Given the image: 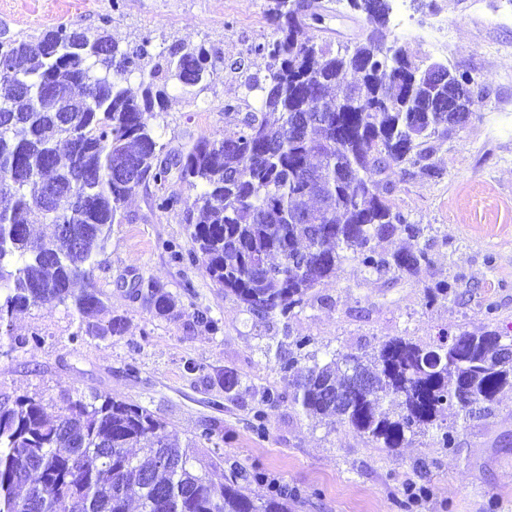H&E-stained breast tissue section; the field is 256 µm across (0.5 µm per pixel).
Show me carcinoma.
<instances>
[{
  "label": "carcinoma",
  "instance_id": "obj_1",
  "mask_svg": "<svg viewBox=\"0 0 512 512\" xmlns=\"http://www.w3.org/2000/svg\"><path fill=\"white\" fill-rule=\"evenodd\" d=\"M274 35L250 48L268 60L269 80L250 76L261 106L235 132L203 135L178 155L164 152L146 115L162 112L172 84L207 86L221 58L181 41L155 56L148 40L122 48L107 31L58 25L0 40V355L18 311L58 303L85 333L117 335L122 319L98 321L103 293L92 284L111 225L148 181L175 174L196 191L185 201L193 248H164L205 274L250 312L284 320L352 260L371 273L412 276L430 263L424 227L397 209L382 175L396 166L434 177L428 139L448 133V113L412 68L373 58L375 37L333 50L304 36L296 14L307 0H270ZM378 23L391 0H350ZM138 72L141 93L122 87ZM49 233L36 236L33 219ZM404 233L415 244L379 253L373 242ZM134 293L160 317L176 297L152 276ZM498 332L461 330L423 348L400 336L372 353L336 350L301 362L278 356L291 378L288 402L306 416L334 415L377 448H402L431 428L458 448L455 423L493 414L512 389V359ZM197 444L180 446L167 423L110 393L67 397L50 414L32 396L0 399V512H289L288 493L257 497Z\"/></svg>",
  "mask_w": 512,
  "mask_h": 512
}]
</instances>
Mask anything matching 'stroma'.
Wrapping results in <instances>:
<instances>
[{
    "label": "stroma",
    "mask_w": 512,
    "mask_h": 512,
    "mask_svg": "<svg viewBox=\"0 0 512 512\" xmlns=\"http://www.w3.org/2000/svg\"><path fill=\"white\" fill-rule=\"evenodd\" d=\"M320 3L323 24L306 30L315 41L337 47L377 29L413 62L440 61L487 85L469 124L434 140L437 176L397 167L385 175L395 205L426 225L430 264L396 278L347 261L290 321L262 318L165 250L168 242L192 247L181 202L193 190L174 176L143 185L126 201L122 223L111 226L93 276L123 332L79 334L78 315L56 303L17 314V345L0 356V396H33L53 411L67 391L94 388L146 407L182 441L216 426L208 454L263 474L250 482L253 493L286 487L292 512H512V390L500 394L492 416L459 424L456 452L431 431L403 448H376L349 426L309 419L286 402L264 432L254 428L264 391L289 392L275 353L295 337H309L308 352L321 355L369 352L393 336L425 347L442 331L512 336V0H407L412 27L404 33L390 22L375 27L348 0ZM267 8L268 0H0V35L58 24L93 30L107 17L122 45L145 36L157 52L179 40L205 44L224 59L208 87L195 95L171 89L165 111L147 119L174 154L200 135L220 139L236 130L240 116L225 113V102L259 107L244 80L268 74L266 60L250 52L271 35ZM157 192L179 205L153 209ZM140 274L178 297L176 316H153L133 295ZM442 281L455 283V294L429 300V288ZM201 312L217 320V331L197 324ZM227 371L239 378L229 396L218 381Z\"/></svg>",
    "instance_id": "obj_1"
}]
</instances>
